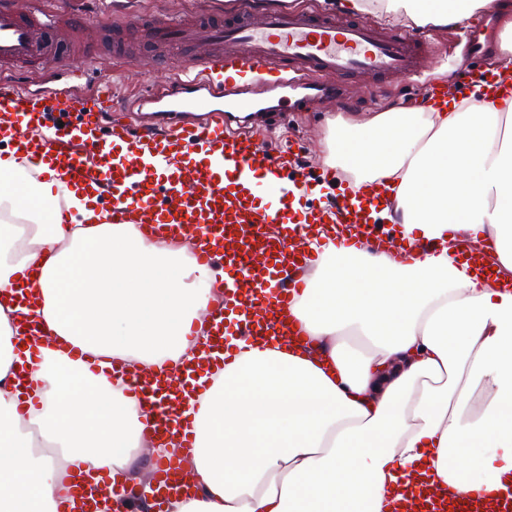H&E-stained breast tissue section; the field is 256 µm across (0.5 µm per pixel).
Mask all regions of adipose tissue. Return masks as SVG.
I'll use <instances>...</instances> for the list:
<instances>
[{"label": "adipose tissue", "instance_id": "obj_1", "mask_svg": "<svg viewBox=\"0 0 512 512\" xmlns=\"http://www.w3.org/2000/svg\"><path fill=\"white\" fill-rule=\"evenodd\" d=\"M492 0H385L417 25L450 24ZM512 99L455 112L393 108L361 128L337 119L329 159L354 186H378L403 238L487 240L512 277ZM0 160V289L40 291L37 314L83 359L40 347L24 396L0 394V512H57L61 463L125 473L150 409L109 370L194 359L212 272L188 246L146 243L132 224H104L85 199L81 221L57 223L36 202L50 183L15 185ZM318 259L292 314L304 346L238 342L188 416L198 491L169 512H389L411 470L431 466L458 491L491 492L512 474V291L456 265L447 250L400 264L369 247L317 240ZM33 280H26V273ZM0 305V380L23 365ZM50 444L59 458L36 455Z\"/></svg>", "mask_w": 512, "mask_h": 512}]
</instances>
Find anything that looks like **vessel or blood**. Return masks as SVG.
<instances>
[{
  "instance_id": "obj_1",
  "label": "vessel or blood",
  "mask_w": 512,
  "mask_h": 512,
  "mask_svg": "<svg viewBox=\"0 0 512 512\" xmlns=\"http://www.w3.org/2000/svg\"><path fill=\"white\" fill-rule=\"evenodd\" d=\"M64 24V16L45 10L41 0H0V75L48 60L65 65ZM138 24L152 52L129 45L121 35L125 21L111 12L90 23L100 34L95 63L132 58L146 76L154 73L157 57L169 63L167 78L130 104L138 121L114 116L108 86L93 96L48 88L35 98L1 83L0 142H9L11 156L31 178H58L43 205L60 223H77L64 195L80 193L102 223L133 224L154 239L190 241L197 264L215 273V299L197 340L204 368L148 366L132 374L121 362L112 364L127 394L151 408L154 509L164 512L169 495L181 487V458L163 454L165 443L177 439L181 457L192 456L195 433L184 412L198 404L206 378L223 370L225 337L251 342L294 335L290 309L312 267L308 245L315 235L334 233L345 247L394 242L411 260L430 248L426 242L398 244L390 227L372 217L382 201L368 190H346L328 207L296 201L286 186L298 168L296 155L233 134L232 124H276L277 113L256 107L257 91L285 89L307 101L333 103L352 80L406 77L438 64L439 55L425 33L383 28L363 16L340 18L323 6L299 11L287 0L261 9L232 0L220 12L142 18ZM463 37L471 56L490 47V29H467ZM219 157L230 164L221 174L212 169ZM295 204L304 217L291 223L286 212ZM485 251L457 238L448 245L449 257L482 272L490 268ZM122 487L119 477L108 474L84 481L70 466L59 512H105L106 501ZM394 512H512V480L490 494L423 483L402 495Z\"/></svg>"
}]
</instances>
